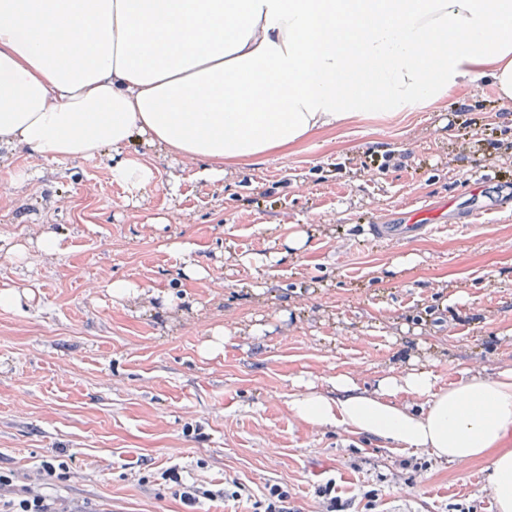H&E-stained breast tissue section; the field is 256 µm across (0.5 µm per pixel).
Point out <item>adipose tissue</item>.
Listing matches in <instances>:
<instances>
[{"label":"adipose tissue","instance_id":"1","mask_svg":"<svg viewBox=\"0 0 512 512\" xmlns=\"http://www.w3.org/2000/svg\"><path fill=\"white\" fill-rule=\"evenodd\" d=\"M490 79L512 100V0H0V142L59 161L149 135L218 178L228 161ZM294 394L336 425L462 466L512 429V369L425 371ZM424 399L413 412L398 394Z\"/></svg>","mask_w":512,"mask_h":512}]
</instances>
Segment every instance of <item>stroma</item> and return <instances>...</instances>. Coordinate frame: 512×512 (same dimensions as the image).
<instances>
[{"label":"stroma","instance_id":"obj_1","mask_svg":"<svg viewBox=\"0 0 512 512\" xmlns=\"http://www.w3.org/2000/svg\"><path fill=\"white\" fill-rule=\"evenodd\" d=\"M510 143L512 103L487 80L225 164L219 180L140 134L90 160L0 145V289L30 293L0 307V467L65 461L47 491L84 512H188L130 477L173 464L256 495L287 486L306 512L331 478L345 512L368 492L381 512H498L489 456L459 467L301 423L289 402L336 375L369 392L424 370L448 389L512 368ZM126 159L155 175L142 198L112 177ZM414 213L425 228L405 240L369 232ZM47 234L57 251L39 248ZM117 279L138 292L112 297ZM217 333L223 353L205 355Z\"/></svg>","mask_w":512,"mask_h":512}]
</instances>
